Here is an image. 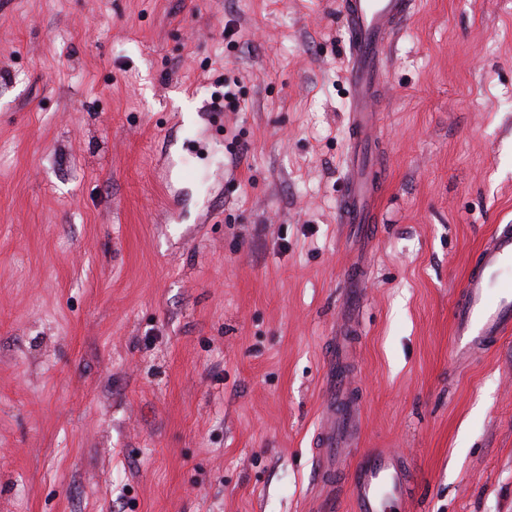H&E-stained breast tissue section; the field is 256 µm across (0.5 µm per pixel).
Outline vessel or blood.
<instances>
[{
	"label": "vessel or blood",
	"mask_w": 512,
	"mask_h": 512,
	"mask_svg": "<svg viewBox=\"0 0 512 512\" xmlns=\"http://www.w3.org/2000/svg\"><path fill=\"white\" fill-rule=\"evenodd\" d=\"M415 5L416 0H338L349 58L351 143L337 221L356 227L364 237L374 231L383 181L373 154L375 102L384 86L388 47ZM452 321L453 334L465 355L485 351L512 333V224L496 225L480 248L454 301ZM350 386L341 354L331 353L326 381L330 406L318 433L322 453L316 465L317 477L324 483L334 480V456L354 445L359 435L360 407L350 396ZM411 479L405 459L391 451L363 453L347 474L356 512H393L407 498Z\"/></svg>",
	"instance_id": "1"
}]
</instances>
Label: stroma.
<instances>
[{
  "label": "stroma",
  "instance_id": "1",
  "mask_svg": "<svg viewBox=\"0 0 512 512\" xmlns=\"http://www.w3.org/2000/svg\"><path fill=\"white\" fill-rule=\"evenodd\" d=\"M346 66L336 0H0V512H320L353 264L340 512L370 449L408 458L409 512H512V335L464 364L452 336L512 223V0L394 35L364 247ZM357 280L363 282L364 276L359 274L358 276L353 278L352 287L349 288L345 294V310H344V322L342 325V329L340 330L338 336H347L346 334L353 329V320H352V312L354 308L357 306L359 299L361 298L363 291L357 287ZM342 354L333 351L327 362L326 392L331 402L318 433L322 453L317 460V478L323 483H333L334 456L356 443L359 435V403L351 398V381L342 370Z\"/></svg>",
  "mask_w": 512,
  "mask_h": 512
}]
</instances>
